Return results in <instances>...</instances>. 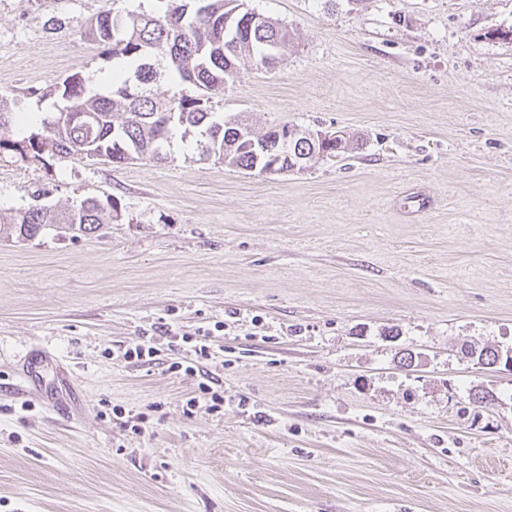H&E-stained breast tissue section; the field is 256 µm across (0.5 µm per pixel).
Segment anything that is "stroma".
<instances>
[{
	"label": "stroma",
	"mask_w": 512,
	"mask_h": 512,
	"mask_svg": "<svg viewBox=\"0 0 512 512\" xmlns=\"http://www.w3.org/2000/svg\"><path fill=\"white\" fill-rule=\"evenodd\" d=\"M112 5L153 8L0 0V94L33 132L65 77L111 93L80 26ZM243 6L291 37L214 111L359 147L273 174L178 139L164 163L0 155V512H512V368L465 351L512 350V0ZM87 198L119 221L9 234ZM145 336L155 360L124 361ZM174 361L213 373L221 413L187 409Z\"/></svg>",
	"instance_id": "1"
}]
</instances>
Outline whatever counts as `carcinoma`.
Segmentation results:
<instances>
[{
	"mask_svg": "<svg viewBox=\"0 0 512 512\" xmlns=\"http://www.w3.org/2000/svg\"><path fill=\"white\" fill-rule=\"evenodd\" d=\"M154 12L101 11L83 26V35L111 46L125 68L112 71V95H91L78 74L57 83L63 107L43 121L47 134L11 135L31 123L0 96V151L43 159L46 154L115 163L149 158L164 162L171 140L192 138L199 157H215L234 167L260 171L276 163L279 172L301 169L315 156L345 153L339 145L324 146L309 133L286 124L256 137L245 123L224 120L211 111L215 91L247 67L271 69L290 39L281 23L255 11L241 10L239 0H157ZM165 63L168 76L193 93L156 96L155 62ZM105 215L100 201L88 198L71 209L53 211L30 206L18 212L13 226L19 236H36L47 224L94 233L105 219L119 218L117 206Z\"/></svg>",
	"mask_w": 512,
	"mask_h": 512,
	"instance_id": "carcinoma-1",
	"label": "carcinoma"
}]
</instances>
